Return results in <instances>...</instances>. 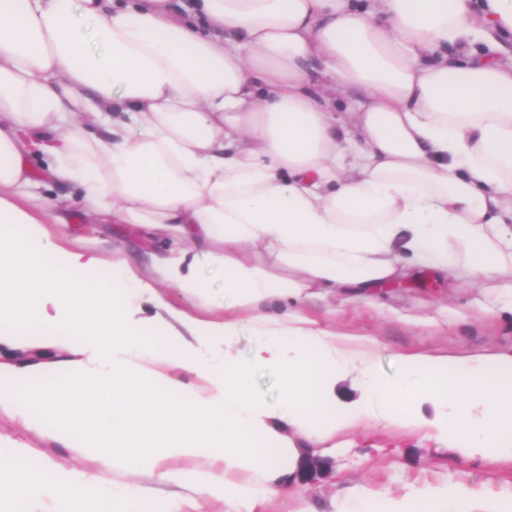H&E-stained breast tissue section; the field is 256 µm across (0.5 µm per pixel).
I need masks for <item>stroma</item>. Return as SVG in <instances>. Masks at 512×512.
<instances>
[{
	"mask_svg": "<svg viewBox=\"0 0 512 512\" xmlns=\"http://www.w3.org/2000/svg\"><path fill=\"white\" fill-rule=\"evenodd\" d=\"M69 231L89 239L102 258L124 249L141 271H148L146 250L130 239H120L111 225L85 224L72 219ZM491 292L472 284L452 287L428 281L381 288L368 298L315 297L303 312L316 327L363 336L371 341L374 371L391 381L402 372L408 354L465 356L512 350V317L492 315ZM291 437L260 482L270 495L262 512H345L365 494L401 496L435 489L456 492L468 486L497 498L502 512H512V456L489 447L465 448L448 434H433L392 423L380 401L366 403V415L355 427L309 443ZM0 436L26 442L32 452L28 464L44 469L48 480H60L68 471L89 468L108 480L132 485L140 479L113 470L91 452L64 447L52 434L20 427L12 414L0 410ZM324 460V468L309 481L297 472L306 459Z\"/></svg>",
	"mask_w": 512,
	"mask_h": 512,
	"instance_id": "1",
	"label": "stroma"
}]
</instances>
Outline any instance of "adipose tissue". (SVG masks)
<instances>
[{
    "label": "adipose tissue",
    "mask_w": 512,
    "mask_h": 512,
    "mask_svg": "<svg viewBox=\"0 0 512 512\" xmlns=\"http://www.w3.org/2000/svg\"><path fill=\"white\" fill-rule=\"evenodd\" d=\"M510 34L512 0H0V343L35 326L45 348L76 338L65 381L1 374L0 410L173 483L167 512L259 504L245 475L277 461L278 427L314 440L361 419L312 400L344 372L407 427L421 395L476 397L456 435L512 453V354L410 355L385 383L367 340L302 312L428 273L495 289L512 314V64L495 60ZM339 84L362 94L346 124ZM75 206L148 245L150 275L57 242L47 227ZM202 260L251 315L247 362L237 319L162 293L211 304ZM264 368L283 383L273 411L251 389ZM29 453L0 439V512H109L133 491L87 470L48 482ZM357 512L500 509L469 489ZM167 291L174 305L194 316L209 319L216 316H224L225 313L228 316H233L239 319L241 322V331L236 339L232 352L237 361L245 362L248 359L251 345L254 341V336H251V328L249 323L251 316L250 314L241 312L234 308H226L224 310L222 307L207 310L205 308L192 307L182 297H180L177 291L173 289H168Z\"/></svg>",
    "instance_id": "ef3b65f1"
}]
</instances>
